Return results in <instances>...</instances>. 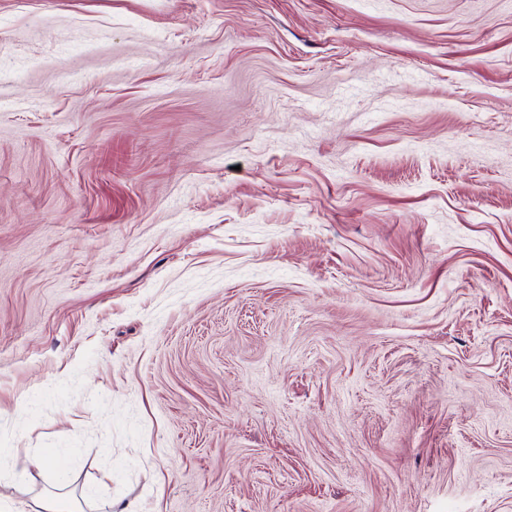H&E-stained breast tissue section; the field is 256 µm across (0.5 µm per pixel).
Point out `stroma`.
<instances>
[{
  "label": "stroma",
  "instance_id": "stroma-1",
  "mask_svg": "<svg viewBox=\"0 0 512 512\" xmlns=\"http://www.w3.org/2000/svg\"><path fill=\"white\" fill-rule=\"evenodd\" d=\"M0 448V512H512V0H0ZM50 458L43 454L40 458H33L25 448H10L0 454V479L2 471L16 481V487L21 492H25L23 480L28 473L29 467L38 466Z\"/></svg>",
  "mask_w": 512,
  "mask_h": 512
}]
</instances>
